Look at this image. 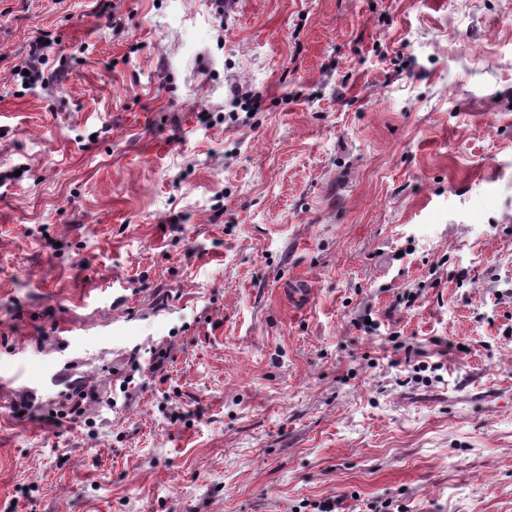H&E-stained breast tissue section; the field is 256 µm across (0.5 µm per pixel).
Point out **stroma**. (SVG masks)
I'll return each mask as SVG.
<instances>
[{
	"mask_svg": "<svg viewBox=\"0 0 512 512\" xmlns=\"http://www.w3.org/2000/svg\"><path fill=\"white\" fill-rule=\"evenodd\" d=\"M22 364L0 512H512V0H0ZM51 43H46V38L36 39L30 49L24 66L15 74L21 79V83H35L44 80V68L48 60V50ZM28 70L29 75H24ZM62 397L59 409L54 413L57 425L78 421L84 414L87 406L97 399V394L81 380L74 379L65 384V391Z\"/></svg>",
	"mask_w": 512,
	"mask_h": 512,
	"instance_id": "stroma-1",
	"label": "stroma"
}]
</instances>
